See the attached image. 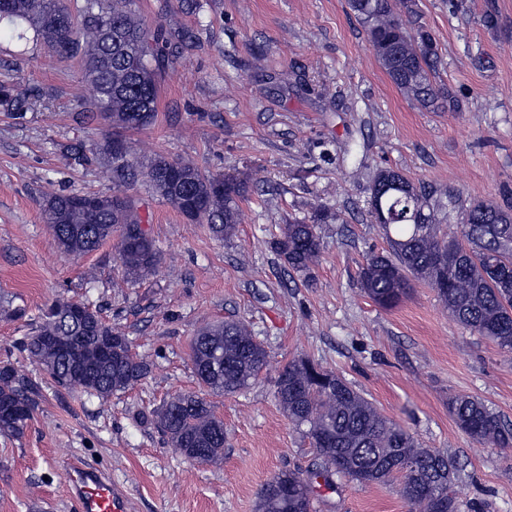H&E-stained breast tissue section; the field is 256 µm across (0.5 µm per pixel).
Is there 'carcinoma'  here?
Instances as JSON below:
<instances>
[{
	"label": "carcinoma",
	"mask_w": 512,
	"mask_h": 512,
	"mask_svg": "<svg viewBox=\"0 0 512 512\" xmlns=\"http://www.w3.org/2000/svg\"><path fill=\"white\" fill-rule=\"evenodd\" d=\"M364 28L368 49L396 87L431 112L460 111L459 102L435 89L438 47L434 34L416 23V0H348ZM8 23L18 42L30 40L62 61L78 60L94 89L93 116L111 130L97 149L112 181L110 194L52 193L41 202L45 223L60 249L76 256L118 237L124 276L137 280L151 274L158 250L140 229L142 219L128 191L138 184L170 202L190 222L209 225L212 233L231 238L239 224V201L245 184L207 174L190 162L178 163L169 176L170 160L157 155L137 160L131 146L112 154V140L142 130L156 118L159 78L172 69L181 51L199 42V31L175 22L155 27L138 17L137 0H0V22ZM35 87L0 84V105L23 117ZM381 197L392 223L381 224L386 248L361 265L360 291L383 309L399 304L416 280L427 281L448 313L472 333L512 351V206L478 201L455 210L448 205V232L436 218L426 190L401 172L380 168L368 200L375 213ZM328 218L322 208L311 222L283 225L272 242L288 267L306 274L317 262L321 241L317 223ZM448 253L446 268L437 257ZM71 301L57 300L40 321L17 341L18 349L65 389L102 399L124 391L149 372L132 352L127 336L107 324L93 303H81V321L66 318ZM190 361L199 384L213 393L232 395L247 389L267 362V351L248 325L237 320L202 327L190 346ZM40 388L0 361V434L20 439L39 405ZM275 400L285 416L310 439L316 451L314 471L275 474L263 486L256 512H313L311 482L331 476L357 483H385L398 474L402 459L413 468L402 474L404 495L413 512H439V494L448 510L461 505L451 488L460 478L455 459L421 447L401 423L382 414L342 376L304 358L293 359L275 381ZM456 425L474 440L502 450L512 447V425L483 401L459 395L448 401ZM167 444L191 460L205 448L216 461L224 453V421L214 405L195 393H179L152 412Z\"/></svg>",
	"instance_id": "carcinoma-1"
}]
</instances>
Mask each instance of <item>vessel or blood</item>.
Listing matches in <instances>:
<instances>
[{"label": "vessel or blood", "instance_id": "vessel-or-blood-1", "mask_svg": "<svg viewBox=\"0 0 512 512\" xmlns=\"http://www.w3.org/2000/svg\"><path fill=\"white\" fill-rule=\"evenodd\" d=\"M72 499L79 512H129L128 501L112 489L103 470L76 459L68 465Z\"/></svg>", "mask_w": 512, "mask_h": 512}]
</instances>
